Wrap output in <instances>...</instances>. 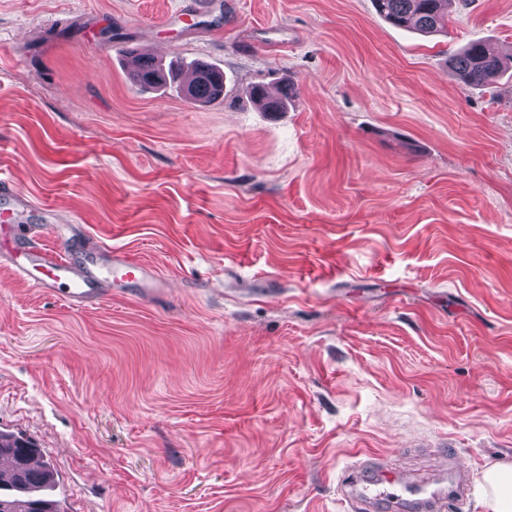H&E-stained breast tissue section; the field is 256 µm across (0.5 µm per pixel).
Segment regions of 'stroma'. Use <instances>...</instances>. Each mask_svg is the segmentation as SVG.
Listing matches in <instances>:
<instances>
[{
	"mask_svg": "<svg viewBox=\"0 0 512 512\" xmlns=\"http://www.w3.org/2000/svg\"><path fill=\"white\" fill-rule=\"evenodd\" d=\"M0 0V431L59 512H346L400 471L474 483L512 459V0L447 32L371 0ZM200 59L224 96L144 90L123 48ZM293 85L282 112L249 89ZM115 252L153 291L81 306L10 256ZM505 58L494 54L481 41H470L448 58V67L454 76L469 87H487L494 84L509 68Z\"/></svg>",
	"mask_w": 512,
	"mask_h": 512,
	"instance_id": "1",
	"label": "stroma"
}]
</instances>
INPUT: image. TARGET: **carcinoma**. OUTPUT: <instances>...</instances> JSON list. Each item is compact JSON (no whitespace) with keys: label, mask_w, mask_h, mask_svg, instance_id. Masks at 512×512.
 Segmentation results:
<instances>
[{"label":"carcinoma","mask_w":512,"mask_h":512,"mask_svg":"<svg viewBox=\"0 0 512 512\" xmlns=\"http://www.w3.org/2000/svg\"><path fill=\"white\" fill-rule=\"evenodd\" d=\"M376 13L389 24L410 28L422 34L448 31V15L456 0H372ZM128 58L133 81L143 89L166 84L160 64L138 56L131 49L121 50ZM507 59L494 54L481 41H471L448 58V67L454 76L469 87H487L494 84L509 68ZM189 68H201L206 76L197 84L180 92H189V98L207 103L217 99L211 90L212 75L219 69L203 62L192 61ZM251 96L267 112H282L293 97V89H284L280 96L269 98L264 85L252 87ZM38 448L28 439L0 432V458L10 461L7 472H0V512H57L54 503L41 494V489L54 483V472L49 464H33Z\"/></svg>","instance_id":"1"}]
</instances>
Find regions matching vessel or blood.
<instances>
[{"instance_id":"vessel-or-blood-1","label":"vessel or blood","mask_w":512,"mask_h":512,"mask_svg":"<svg viewBox=\"0 0 512 512\" xmlns=\"http://www.w3.org/2000/svg\"><path fill=\"white\" fill-rule=\"evenodd\" d=\"M15 275L35 288L44 290L63 289L65 298L70 304L79 305L95 297L96 283L102 275H110L124 281L136 280L143 287H152L154 276L151 270L140 263L126 257L110 255L106 264L84 263L74 264L69 258L52 251L38 248L26 252L24 260H13ZM399 486L395 471L383 468L380 479L375 483L371 494L358 497L350 491H343L352 512H369L375 499L394 496Z\"/></svg>"}]
</instances>
